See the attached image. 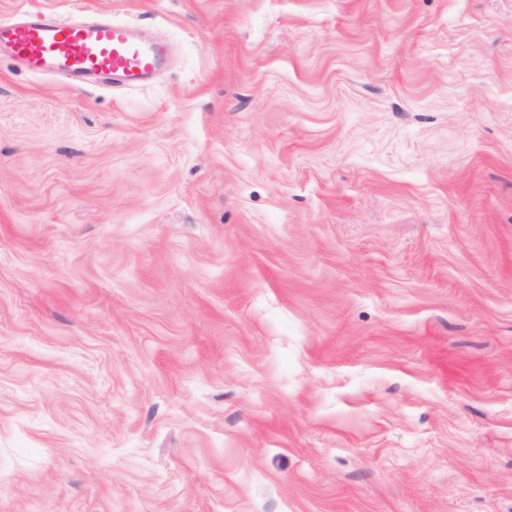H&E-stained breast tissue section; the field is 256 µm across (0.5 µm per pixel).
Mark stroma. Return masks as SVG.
Here are the masks:
<instances>
[{"label": "stroma", "mask_w": 512, "mask_h": 512, "mask_svg": "<svg viewBox=\"0 0 512 512\" xmlns=\"http://www.w3.org/2000/svg\"><path fill=\"white\" fill-rule=\"evenodd\" d=\"M0 512H512V0H0ZM32 75H55L74 86L145 85L162 66L163 46L137 37L112 19L78 14L59 20L44 10L0 16V55Z\"/></svg>", "instance_id": "1"}]
</instances>
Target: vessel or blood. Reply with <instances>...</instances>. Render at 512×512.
Masks as SVG:
<instances>
[{"instance_id": "vessel-or-blood-1", "label": "vessel or blood", "mask_w": 512, "mask_h": 512, "mask_svg": "<svg viewBox=\"0 0 512 512\" xmlns=\"http://www.w3.org/2000/svg\"><path fill=\"white\" fill-rule=\"evenodd\" d=\"M33 75L60 76L72 85L146 84L162 66L163 46L107 18L79 14L60 20L44 10L0 16V55Z\"/></svg>"}]
</instances>
